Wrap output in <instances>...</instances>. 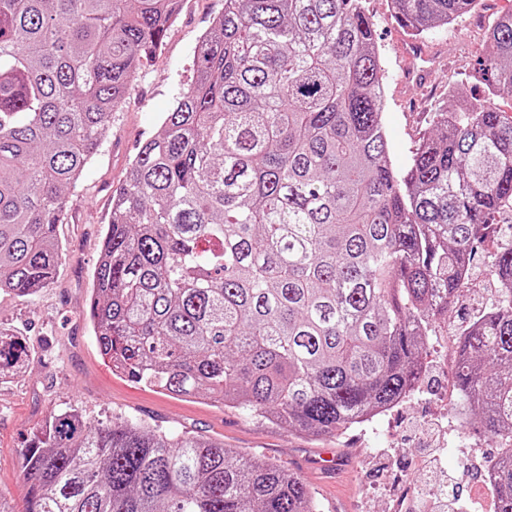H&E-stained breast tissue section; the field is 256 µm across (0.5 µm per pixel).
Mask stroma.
<instances>
[{
    "mask_svg": "<svg viewBox=\"0 0 512 512\" xmlns=\"http://www.w3.org/2000/svg\"><path fill=\"white\" fill-rule=\"evenodd\" d=\"M385 69L384 120L395 165H404L417 142L432 133L442 112L481 103L488 91L474 75L486 47V28L512 0H481L477 9L450 26L425 34L437 58L428 95L412 105L413 90L401 82L393 44L410 35L394 17L392 0H365ZM224 0H181L179 15L161 51L130 81L110 131L79 181L67 191L68 214L59 227L57 279L37 297L0 294V321L29 336L33 353L23 374L0 383V503L19 512L26 485L20 452L54 411L73 407L97 424L121 416L151 427L190 431L223 442L237 454L280 464L299 477L321 512H396L400 499L416 496L414 471L420 452L416 433L430 424L443 428L440 463L447 485L429 486L457 512H495L483 495L482 472L503 447L495 438L460 426L452 417L459 403L453 360L448 356L459 328L489 301L488 264H478L469 290L448 313V329L426 341V372L413 397L394 407L376 428L358 427L334 436L308 435L205 397H174L113 371L97 348L85 316L91 278L112 211V193L124 180L140 141L154 135L192 75L195 48Z\"/></svg>",
    "mask_w": 512,
    "mask_h": 512,
    "instance_id": "35a3bbf8",
    "label": "stroma"
}]
</instances>
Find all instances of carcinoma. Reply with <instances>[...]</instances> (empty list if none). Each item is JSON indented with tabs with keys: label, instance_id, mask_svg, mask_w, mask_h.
Returning <instances> with one entry per match:
<instances>
[{
	"label": "carcinoma",
	"instance_id": "cac0c4a2",
	"mask_svg": "<svg viewBox=\"0 0 512 512\" xmlns=\"http://www.w3.org/2000/svg\"><path fill=\"white\" fill-rule=\"evenodd\" d=\"M415 37L479 0H392ZM178 0H0V293L53 283L67 199ZM476 73L512 97V11ZM364 0H224L187 87L112 196L87 316L115 371L313 435L398 404L448 325L479 245L490 302L462 327L455 385L512 441V116L445 113L394 167ZM30 354L0 323V379ZM22 512H319L299 478L203 437L50 415L21 449ZM512 512V450L494 472Z\"/></svg>",
	"mask_w": 512,
	"mask_h": 512
}]
</instances>
